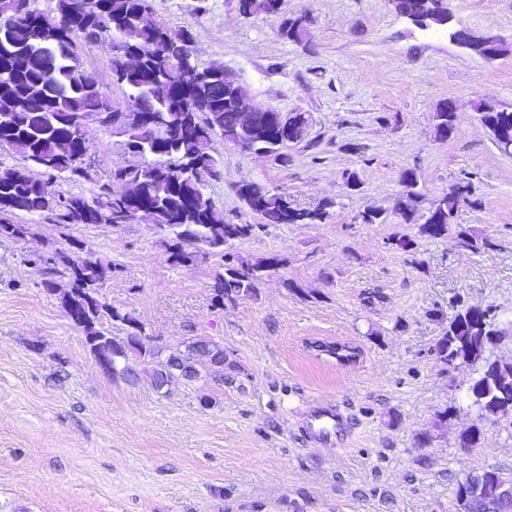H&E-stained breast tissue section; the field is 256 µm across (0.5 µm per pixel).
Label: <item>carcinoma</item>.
Masks as SVG:
<instances>
[{"instance_id":"1","label":"carcinoma","mask_w":512,"mask_h":512,"mask_svg":"<svg viewBox=\"0 0 512 512\" xmlns=\"http://www.w3.org/2000/svg\"><path fill=\"white\" fill-rule=\"evenodd\" d=\"M25 1L31 2L0 0V148L17 154L24 162L12 169L9 177L0 179V213L49 211L65 227L83 223V211L96 217L97 223L115 228L129 222L128 211L134 203L119 197L109 184L101 185L90 199L66 197L54 194L48 182H34L28 175L31 165L52 177L82 175L79 124L86 112L97 107L107 114L106 127L126 136L128 152L139 157V161L113 171L112 181L138 189L156 202V209L144 220L164 235L169 260L175 265H190L201 256L224 258L210 285L212 300L220 306L257 296L259 285L280 260L268 257L249 261L227 253L226 247L249 237L255 225L226 223L224 212L206 192L209 181L222 177L212 148L214 135L239 146L255 144L254 134L236 123L235 102L224 95V73L201 69L184 57V45L192 41L189 31L172 32L155 23L145 24L142 16L151 11V0H57V15L53 17L23 8ZM407 2L421 17L438 18L448 13L445 0ZM282 35L300 41L307 35V27L299 18H288ZM78 39L106 46L111 55L112 81L129 92L128 111H113L97 77L81 69L74 52ZM471 49L487 59L507 51L499 43L489 44L478 37ZM135 53L140 59L131 67L125 57ZM143 68L156 72V83L144 82ZM186 77L197 82L199 96L187 111L174 113L175 126L169 132L167 148L159 155L151 136L136 122L135 109L150 106L166 111L163 87ZM434 121L438 139L446 140L455 132V113L448 110V104L438 106ZM481 121L499 151L512 152V111L490 107L482 113ZM402 182L407 196L399 214L405 223L419 225L420 235L440 238L453 232L460 246L474 254L489 246V240L455 223L460 204L470 202V183H456L427 213L420 214L416 170H406ZM238 194L267 224H321L333 206L326 201L313 209L295 208L288 196L255 183L241 186ZM29 235L30 225L0 220V238L23 240ZM68 244V250L40 258L43 285L52 292L53 277L69 278L62 304L83 331L97 362L108 366L107 373L127 381L138 380L139 373L129 364L135 357L156 364L152 380L159 390L175 379L197 381L203 369L224 377V347L213 340H194L187 351L176 350L159 360L160 350L145 326L112 307L101 294L121 267L113 262H85L79 259L85 243L70 239ZM114 322L128 326L129 331L123 336L112 335L108 325ZM503 335L498 315L488 308L463 303L434 345L439 364L478 373L469 387L477 415L461 434L463 448L481 447L485 424L500 414L512 413V362L488 357L490 347ZM505 477L495 469L468 475L458 483L456 499L470 498V512H512V496L491 495L493 486L501 485Z\"/></svg>"}]
</instances>
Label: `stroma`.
Wrapping results in <instances>:
<instances>
[{"mask_svg": "<svg viewBox=\"0 0 512 512\" xmlns=\"http://www.w3.org/2000/svg\"><path fill=\"white\" fill-rule=\"evenodd\" d=\"M151 5L157 24L192 33L199 67H223L254 106L305 114L304 137L283 146L281 161L213 139L224 173L207 191L227 223L257 227L232 253L282 264L257 297L220 307L209 288L220 258L172 265L145 220L66 230L48 212L8 214L34 235L0 238V512H459L458 481L512 474V413L487 423L481 447H461L476 415L471 375L442 370L433 354L458 303L512 318V155L475 110L481 101L512 110V0H447L448 24L424 28L391 0H283L275 15L243 13L239 0ZM300 16L304 41L283 37V21ZM462 28L499 38L507 52L477 55L454 39ZM75 53L113 109L127 111L106 47L80 40ZM448 101L456 130L441 141L433 116ZM87 146L85 176L51 179L52 192L92 197L130 160L124 136L97 125ZM409 168L423 210L469 179L474 202L456 221L489 248L473 254L404 223ZM247 182L300 209L331 202L330 215L259 228L237 193ZM367 208L384 223H361ZM401 236L415 250L393 246ZM71 237L84 242V259L121 265L102 293L156 346L221 344L223 381L159 391L148 372L134 383L103 372L61 302L67 278L49 292L29 262ZM324 343L358 356L341 364ZM321 402L347 409L346 446L302 437Z\"/></svg>", "mask_w": 512, "mask_h": 512, "instance_id": "35a3bbf8", "label": "stroma"}]
</instances>
